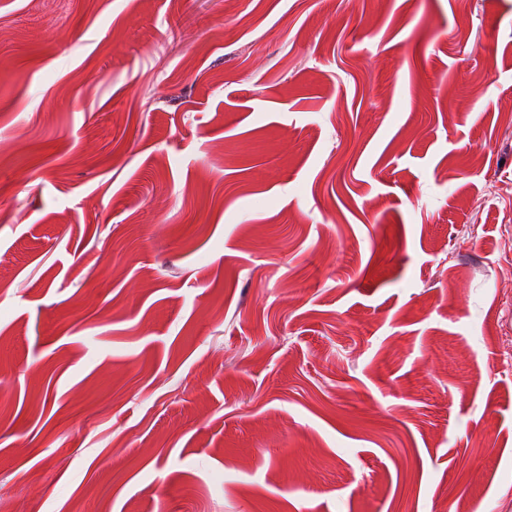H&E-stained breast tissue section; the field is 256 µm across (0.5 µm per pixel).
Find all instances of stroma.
<instances>
[{
    "instance_id": "35a3bbf8",
    "label": "stroma",
    "mask_w": 512,
    "mask_h": 512,
    "mask_svg": "<svg viewBox=\"0 0 512 512\" xmlns=\"http://www.w3.org/2000/svg\"><path fill=\"white\" fill-rule=\"evenodd\" d=\"M0 512H512V0H0Z\"/></svg>"
}]
</instances>
